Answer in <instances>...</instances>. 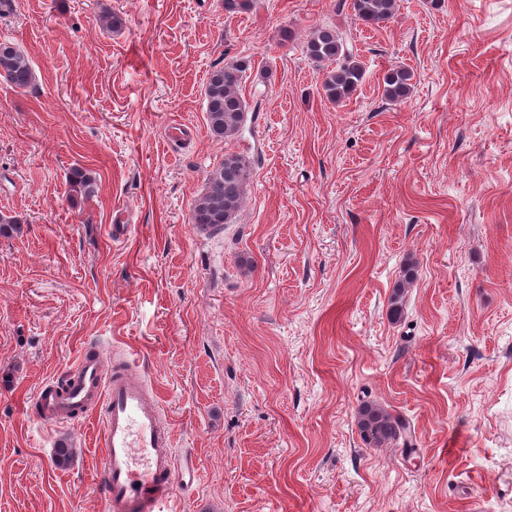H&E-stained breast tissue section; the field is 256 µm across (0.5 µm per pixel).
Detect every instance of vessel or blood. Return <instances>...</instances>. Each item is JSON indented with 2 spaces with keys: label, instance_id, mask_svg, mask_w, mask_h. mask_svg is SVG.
<instances>
[{
  "label": "vessel or blood",
  "instance_id": "b4317fda",
  "mask_svg": "<svg viewBox=\"0 0 512 512\" xmlns=\"http://www.w3.org/2000/svg\"><path fill=\"white\" fill-rule=\"evenodd\" d=\"M37 403L41 420L51 424L81 420L100 406L99 484L107 512H166L180 483L179 451L143 379L128 370L106 372L101 354L85 351L75 373L44 385Z\"/></svg>",
  "mask_w": 512,
  "mask_h": 512
}]
</instances>
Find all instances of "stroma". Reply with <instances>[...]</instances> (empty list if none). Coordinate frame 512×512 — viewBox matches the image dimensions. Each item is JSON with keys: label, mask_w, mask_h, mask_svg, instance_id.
Returning a JSON list of instances; mask_svg holds the SVG:
<instances>
[{"label": "stroma", "mask_w": 512, "mask_h": 512, "mask_svg": "<svg viewBox=\"0 0 512 512\" xmlns=\"http://www.w3.org/2000/svg\"><path fill=\"white\" fill-rule=\"evenodd\" d=\"M259 2L0 6L35 73L0 82V215L20 221L0 235V512H105L98 411L32 410L88 344L134 359L197 458L169 512H512V0H399L384 26L341 0ZM328 26L364 72L340 104L306 55ZM236 58L261 108L224 142L204 89ZM398 66L414 89L392 102ZM174 124L193 132L169 142ZM228 151L253 157L244 204L199 229ZM367 399L412 422L416 454L362 444ZM413 74L407 68H398L388 71L384 78V95L393 102L402 101L411 94ZM415 277L416 266L408 264L404 268L401 278L394 285L390 299V315L394 321H399L402 316V300L408 288L413 284Z\"/></svg>", "instance_id": "obj_1"}]
</instances>
